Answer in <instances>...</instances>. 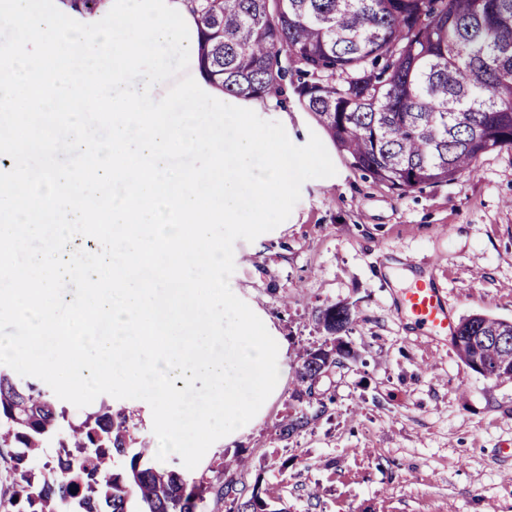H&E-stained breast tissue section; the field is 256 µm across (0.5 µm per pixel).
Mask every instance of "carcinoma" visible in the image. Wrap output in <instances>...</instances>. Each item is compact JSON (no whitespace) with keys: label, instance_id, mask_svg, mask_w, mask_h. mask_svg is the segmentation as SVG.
<instances>
[{"label":"carcinoma","instance_id":"carcinoma-1","mask_svg":"<svg viewBox=\"0 0 512 512\" xmlns=\"http://www.w3.org/2000/svg\"><path fill=\"white\" fill-rule=\"evenodd\" d=\"M199 64L213 85L243 99L296 87L350 166L405 194L448 183L490 152L512 150V0H188ZM328 342L305 351L296 398L350 357L336 347L351 313L329 305ZM485 340L480 341L478 337ZM460 358L489 380H512V322L463 318ZM275 424L288 440L325 403ZM135 411L101 404L80 422L37 383L0 368V459L14 474L12 512H198L208 497L226 512H286L255 487L224 479L187 483L136 437Z\"/></svg>","mask_w":512,"mask_h":512}]
</instances>
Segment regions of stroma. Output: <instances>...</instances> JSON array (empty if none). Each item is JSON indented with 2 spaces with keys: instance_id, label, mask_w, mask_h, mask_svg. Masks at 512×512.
<instances>
[{
  "instance_id": "stroma-1",
  "label": "stroma",
  "mask_w": 512,
  "mask_h": 512,
  "mask_svg": "<svg viewBox=\"0 0 512 512\" xmlns=\"http://www.w3.org/2000/svg\"><path fill=\"white\" fill-rule=\"evenodd\" d=\"M289 72L280 93L292 143L323 128L301 107ZM327 151L335 176L311 179L276 231L234 245L231 280L284 337L278 398L253 430L216 441L187 479L214 477L241 456L237 477L288 512H512V381L470 370L451 338L415 332L397 309L405 272L437 277L457 317L512 321V152L476 172L398 194ZM348 307L353 357L318 386L325 413L299 436L273 426L302 403L295 368L326 334L320 309Z\"/></svg>"
}]
</instances>
